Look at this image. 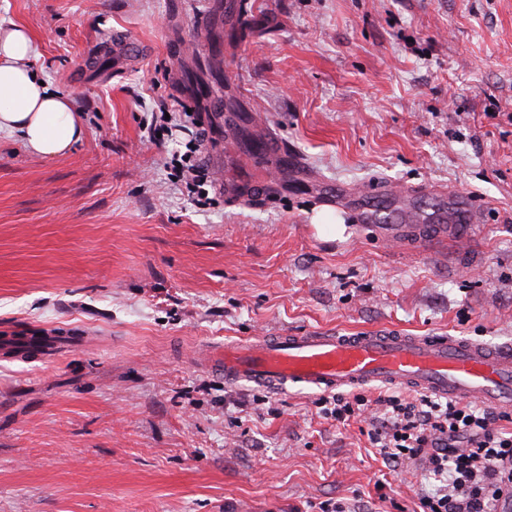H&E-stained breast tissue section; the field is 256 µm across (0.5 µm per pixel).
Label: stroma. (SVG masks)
Masks as SVG:
<instances>
[{
	"label": "stroma",
	"mask_w": 512,
	"mask_h": 512,
	"mask_svg": "<svg viewBox=\"0 0 512 512\" xmlns=\"http://www.w3.org/2000/svg\"><path fill=\"white\" fill-rule=\"evenodd\" d=\"M10 22L84 136L43 160L0 134V512H414L432 481L360 420L203 357L289 330L512 347V0H0ZM233 97L286 157L241 147ZM336 184L479 221L394 247Z\"/></svg>",
	"instance_id": "obj_1"
}]
</instances>
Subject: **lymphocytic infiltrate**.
Listing matches in <instances>:
<instances>
[{
    "mask_svg": "<svg viewBox=\"0 0 512 512\" xmlns=\"http://www.w3.org/2000/svg\"><path fill=\"white\" fill-rule=\"evenodd\" d=\"M324 418L344 424L365 415L371 447L396 468L410 463L436 481L421 491L419 512H491L512 489V414L435 396L382 391L336 393L321 400Z\"/></svg>",
    "mask_w": 512,
    "mask_h": 512,
    "instance_id": "lymphocytic-infiltrate-1",
    "label": "lymphocytic infiltrate"
}]
</instances>
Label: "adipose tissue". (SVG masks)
<instances>
[{
    "label": "adipose tissue",
    "instance_id": "1",
    "mask_svg": "<svg viewBox=\"0 0 512 512\" xmlns=\"http://www.w3.org/2000/svg\"><path fill=\"white\" fill-rule=\"evenodd\" d=\"M34 38L21 24H0V133L37 156L67 152L82 135L72 100L40 81L28 66Z\"/></svg>",
    "mask_w": 512,
    "mask_h": 512
}]
</instances>
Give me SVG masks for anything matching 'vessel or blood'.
<instances>
[{
  "label": "vessel or blood",
  "mask_w": 512,
  "mask_h": 512,
  "mask_svg": "<svg viewBox=\"0 0 512 512\" xmlns=\"http://www.w3.org/2000/svg\"><path fill=\"white\" fill-rule=\"evenodd\" d=\"M445 225L390 224L386 238L416 234L419 243ZM209 369L225 382L332 392L396 385L451 399H473L512 410V349L458 336L404 332H280L228 343L208 353Z\"/></svg>",
  "instance_id": "1"
}]
</instances>
